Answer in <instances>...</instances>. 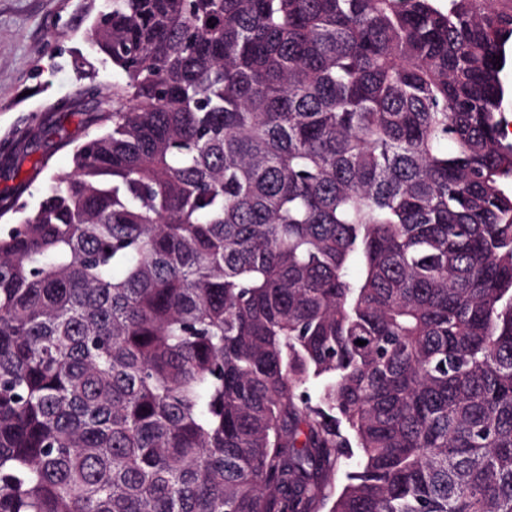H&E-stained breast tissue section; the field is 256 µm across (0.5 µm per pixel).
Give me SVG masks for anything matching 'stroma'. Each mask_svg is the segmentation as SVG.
Instances as JSON below:
<instances>
[{
    "label": "stroma",
    "instance_id": "obj_1",
    "mask_svg": "<svg viewBox=\"0 0 512 512\" xmlns=\"http://www.w3.org/2000/svg\"><path fill=\"white\" fill-rule=\"evenodd\" d=\"M97 0H0V198L37 205L42 181L32 180L33 166L48 157L50 170L72 165L70 148H58L43 129L61 120L66 134L81 142L77 112L92 111L77 66L93 62L94 84L111 92V64L100 61L90 43Z\"/></svg>",
    "mask_w": 512,
    "mask_h": 512
}]
</instances>
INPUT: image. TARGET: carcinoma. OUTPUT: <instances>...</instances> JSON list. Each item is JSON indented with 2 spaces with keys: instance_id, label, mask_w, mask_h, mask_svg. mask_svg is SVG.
I'll return each instance as SVG.
<instances>
[{
  "instance_id": "1",
  "label": "carcinoma",
  "mask_w": 512,
  "mask_h": 512,
  "mask_svg": "<svg viewBox=\"0 0 512 512\" xmlns=\"http://www.w3.org/2000/svg\"><path fill=\"white\" fill-rule=\"evenodd\" d=\"M92 32L71 170L0 204V512H512V0Z\"/></svg>"
}]
</instances>
